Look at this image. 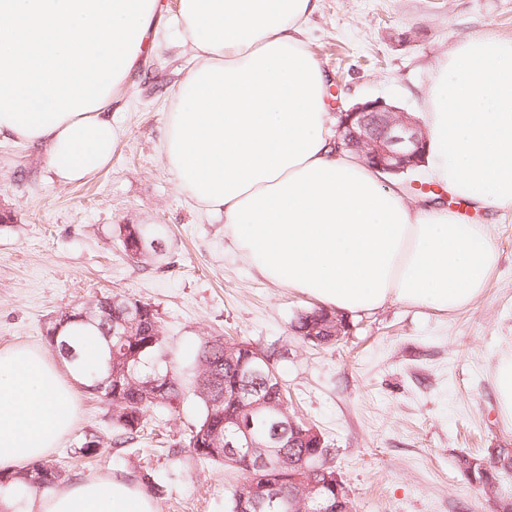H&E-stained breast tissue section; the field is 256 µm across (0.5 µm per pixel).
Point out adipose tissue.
<instances>
[{
	"mask_svg": "<svg viewBox=\"0 0 512 512\" xmlns=\"http://www.w3.org/2000/svg\"><path fill=\"white\" fill-rule=\"evenodd\" d=\"M316 0H179L196 62L176 88L162 156L179 187L224 215L265 279L348 315L390 301L453 312L498 263L488 225L412 211L336 154L326 75L302 46ZM161 0H0V135L47 149L64 184L112 159V103L141 62ZM426 158L473 207L512 209V41L451 48L425 97ZM78 416L75 378L44 350L0 348V473L48 457ZM36 512H157L121 475L31 493Z\"/></svg>",
	"mask_w": 512,
	"mask_h": 512,
	"instance_id": "ef3b65f1",
	"label": "adipose tissue"
}]
</instances>
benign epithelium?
<instances>
[{
  "label": "benign epithelium",
  "mask_w": 512,
  "mask_h": 512,
  "mask_svg": "<svg viewBox=\"0 0 512 512\" xmlns=\"http://www.w3.org/2000/svg\"><path fill=\"white\" fill-rule=\"evenodd\" d=\"M427 135L421 122L383 99H367L340 112L336 149L382 175L412 174L423 163Z\"/></svg>",
  "instance_id": "benign-epithelium-1"
}]
</instances>
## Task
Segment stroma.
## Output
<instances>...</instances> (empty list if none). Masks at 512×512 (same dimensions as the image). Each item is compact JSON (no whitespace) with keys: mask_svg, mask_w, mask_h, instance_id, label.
<instances>
[{"mask_svg":"<svg viewBox=\"0 0 512 512\" xmlns=\"http://www.w3.org/2000/svg\"><path fill=\"white\" fill-rule=\"evenodd\" d=\"M164 2L157 43L112 105L120 139L105 168L62 184L45 147L0 136V211L11 217L0 223V348H47L44 328L61 312L102 295L136 298L158 311L185 383L207 337L273 353L289 410L321 432L356 512H495L456 457L512 448L493 376L497 354L512 344V210L454 207L466 223L490 226L499 254L469 307L388 303L350 316L334 347L303 343L291 323L314 301L252 272L223 216L197 205L162 159L172 95L194 63L171 29L177 0ZM486 30L512 40V0H317L302 42L327 77L329 128L365 99L421 114L449 49ZM120 224L157 225V244L129 260ZM78 398L76 425L52 453L71 478L147 471L162 489L157 512H228L235 472L185 448L201 414L193 394L118 446L111 403L83 386ZM88 436L99 444L84 465L70 451Z\"/></svg>","mask_w":512,"mask_h":512,"instance_id":"1","label":"stroma"}]
</instances>
